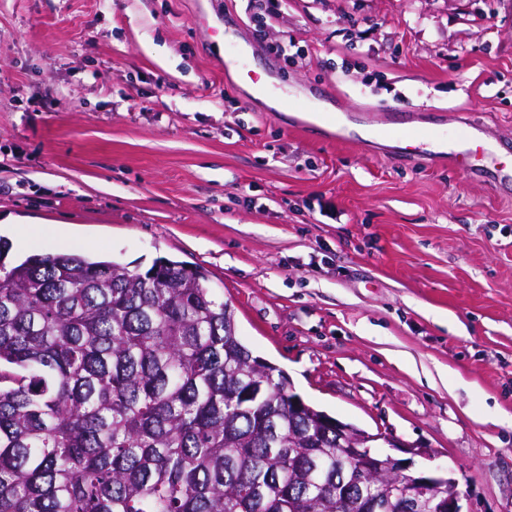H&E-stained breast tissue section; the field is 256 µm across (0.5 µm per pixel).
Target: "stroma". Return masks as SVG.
Masks as SVG:
<instances>
[{
  "label": "stroma",
  "instance_id": "1",
  "mask_svg": "<svg viewBox=\"0 0 512 512\" xmlns=\"http://www.w3.org/2000/svg\"><path fill=\"white\" fill-rule=\"evenodd\" d=\"M382 115L511 167L512 0H0V237L203 269L306 403L512 512V186ZM466 127L470 129L469 133L468 135L463 134L460 140H455L456 147L448 152V163L455 168L464 167L472 173L478 174L482 171L483 166L475 164L474 158L478 148L481 147L478 145V139L473 132V126L468 124Z\"/></svg>",
  "mask_w": 512,
  "mask_h": 512
}]
</instances>
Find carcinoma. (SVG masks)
<instances>
[{
    "label": "carcinoma",
    "mask_w": 512,
    "mask_h": 512,
    "mask_svg": "<svg viewBox=\"0 0 512 512\" xmlns=\"http://www.w3.org/2000/svg\"><path fill=\"white\" fill-rule=\"evenodd\" d=\"M0 238V512H403L288 411L205 272L74 253L6 264Z\"/></svg>",
    "instance_id": "carcinoma-1"
}]
</instances>
